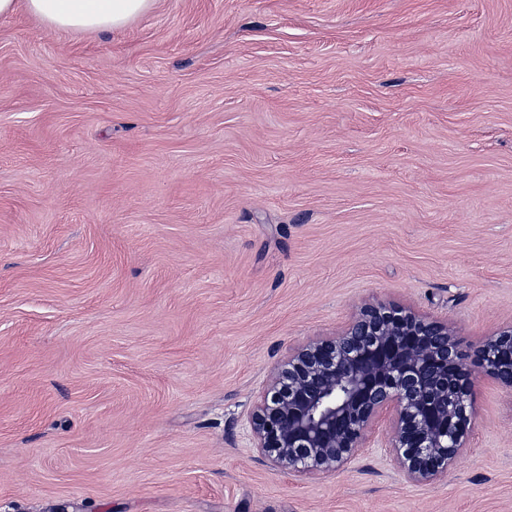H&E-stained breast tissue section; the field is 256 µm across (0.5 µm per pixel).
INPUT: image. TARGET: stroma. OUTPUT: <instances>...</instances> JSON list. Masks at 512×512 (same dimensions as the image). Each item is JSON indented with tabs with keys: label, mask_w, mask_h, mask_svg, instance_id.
<instances>
[{
	"label": "stroma",
	"mask_w": 512,
	"mask_h": 512,
	"mask_svg": "<svg viewBox=\"0 0 512 512\" xmlns=\"http://www.w3.org/2000/svg\"><path fill=\"white\" fill-rule=\"evenodd\" d=\"M366 302L512 324V0L0 17V512H512V392L408 483L283 472L248 411Z\"/></svg>",
	"instance_id": "stroma-1"
}]
</instances>
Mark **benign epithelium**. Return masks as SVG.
Listing matches in <instances>:
<instances>
[{"mask_svg":"<svg viewBox=\"0 0 512 512\" xmlns=\"http://www.w3.org/2000/svg\"><path fill=\"white\" fill-rule=\"evenodd\" d=\"M476 371L512 391L511 325L466 353L446 322L365 303L336 335L288 350L250 410L251 439L285 471L334 473L384 420L403 476L431 482L467 448Z\"/></svg>","mask_w":512,"mask_h":512,"instance_id":"1","label":"benign epithelium"}]
</instances>
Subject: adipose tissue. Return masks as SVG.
<instances>
[{
  "instance_id": "1",
  "label": "adipose tissue",
  "mask_w": 512,
  "mask_h": 512,
  "mask_svg": "<svg viewBox=\"0 0 512 512\" xmlns=\"http://www.w3.org/2000/svg\"><path fill=\"white\" fill-rule=\"evenodd\" d=\"M156 0H0V16L18 10L47 28L74 32L112 31L151 11Z\"/></svg>"
}]
</instances>
